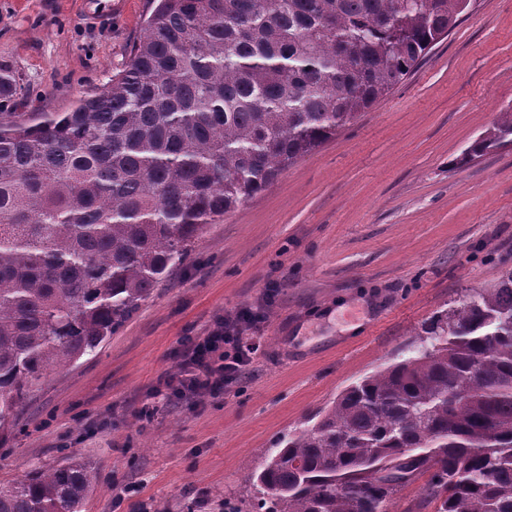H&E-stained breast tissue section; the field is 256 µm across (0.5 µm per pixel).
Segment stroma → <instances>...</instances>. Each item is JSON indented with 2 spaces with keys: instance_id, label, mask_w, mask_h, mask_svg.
<instances>
[{
  "instance_id": "35a3bbf8",
  "label": "stroma",
  "mask_w": 512,
  "mask_h": 512,
  "mask_svg": "<svg viewBox=\"0 0 512 512\" xmlns=\"http://www.w3.org/2000/svg\"><path fill=\"white\" fill-rule=\"evenodd\" d=\"M154 0H0L11 112H66L127 63ZM512 109V0H477L407 79L260 194L208 225L95 357L52 371L4 446L0 481L75 456L85 512H224L284 434L407 356L421 326L512 268V146L456 157ZM263 305L255 363L224 396L157 408L184 336Z\"/></svg>"
}]
</instances>
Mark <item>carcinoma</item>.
<instances>
[{"label": "carcinoma", "instance_id": "1", "mask_svg": "<svg viewBox=\"0 0 512 512\" xmlns=\"http://www.w3.org/2000/svg\"><path fill=\"white\" fill-rule=\"evenodd\" d=\"M469 4L158 0L97 93L0 111V442L47 373L97 355L207 225L401 84ZM508 145L511 110L456 161ZM418 336L267 451L257 509L512 512V269ZM97 486L69 458L0 482V512H83Z\"/></svg>", "mask_w": 512, "mask_h": 512}]
</instances>
